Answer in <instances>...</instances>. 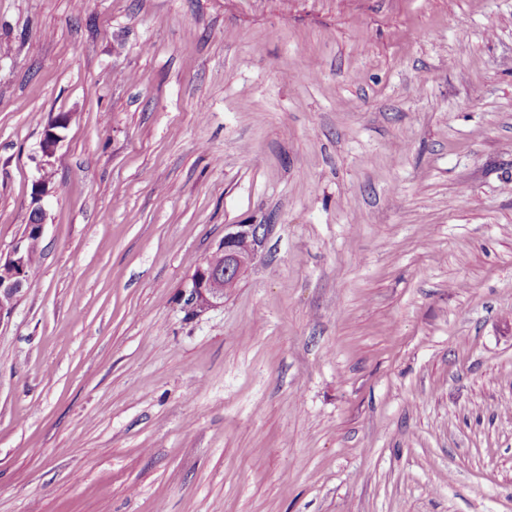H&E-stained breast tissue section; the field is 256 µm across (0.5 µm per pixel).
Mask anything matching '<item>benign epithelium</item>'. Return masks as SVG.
<instances>
[{"label": "benign epithelium", "mask_w": 512, "mask_h": 512, "mask_svg": "<svg viewBox=\"0 0 512 512\" xmlns=\"http://www.w3.org/2000/svg\"><path fill=\"white\" fill-rule=\"evenodd\" d=\"M72 118L59 117L46 130V143L40 147L43 166L51 165L63 136L60 131L69 127ZM45 212L41 206L31 208L28 224L8 254L0 253V319L11 313L29 279L28 244L43 238ZM269 224H226L224 241L194 265L185 288L183 309L196 315L224 303V294L234 288L247 271L258 248L270 231Z\"/></svg>", "instance_id": "1"}]
</instances>
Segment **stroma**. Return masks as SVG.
Instances as JSON below:
<instances>
[{
	"instance_id": "obj_1",
	"label": "stroma",
	"mask_w": 512,
	"mask_h": 512,
	"mask_svg": "<svg viewBox=\"0 0 512 512\" xmlns=\"http://www.w3.org/2000/svg\"><path fill=\"white\" fill-rule=\"evenodd\" d=\"M44 173L0 512H512V0H0V252ZM73 117L65 116V117H59L55 120L54 124L49 126L46 130V134L44 139L46 140V143L43 144L42 147H40V151L42 153L43 158V164L42 167L45 168L46 166L51 165L50 159L53 158L56 155L57 148L59 146V143L62 141L63 136L58 132V130H63L69 127L70 123L72 122ZM270 228L267 224L225 225L224 241L208 257L195 263L183 288V309L188 315L223 304L224 294L235 288L247 271ZM217 255L224 258L223 263L213 261Z\"/></svg>"
}]
</instances>
